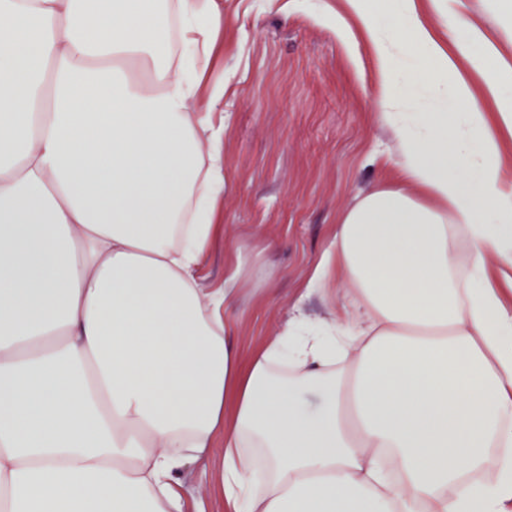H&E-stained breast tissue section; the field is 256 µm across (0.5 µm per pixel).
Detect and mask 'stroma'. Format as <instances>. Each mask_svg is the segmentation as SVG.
I'll return each instance as SVG.
<instances>
[{
  "mask_svg": "<svg viewBox=\"0 0 512 512\" xmlns=\"http://www.w3.org/2000/svg\"><path fill=\"white\" fill-rule=\"evenodd\" d=\"M416 2L443 47L466 46L458 68L474 91L475 58L512 98V15L499 0H450L441 14ZM220 32L227 190L200 277L215 288L240 270L230 340L247 360L293 308L312 321L341 309L338 287L304 288L341 214L393 181L398 153L374 115V63L343 0H224Z\"/></svg>",
  "mask_w": 512,
  "mask_h": 512,
  "instance_id": "35a3bbf8",
  "label": "stroma"
}]
</instances>
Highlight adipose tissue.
<instances>
[{"label":"adipose tissue","instance_id":"1","mask_svg":"<svg viewBox=\"0 0 512 512\" xmlns=\"http://www.w3.org/2000/svg\"><path fill=\"white\" fill-rule=\"evenodd\" d=\"M348 2L397 178L307 283L344 285L341 315L245 364L239 271L196 277L224 210V0H0V512H186L181 474L217 457L234 512H512L497 146L464 47L411 0L398 27Z\"/></svg>","mask_w":512,"mask_h":512}]
</instances>
